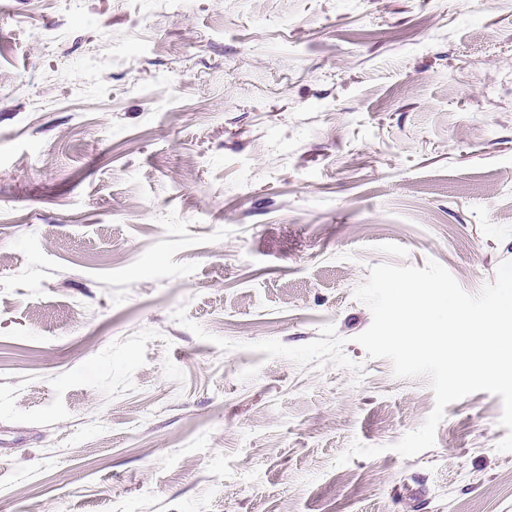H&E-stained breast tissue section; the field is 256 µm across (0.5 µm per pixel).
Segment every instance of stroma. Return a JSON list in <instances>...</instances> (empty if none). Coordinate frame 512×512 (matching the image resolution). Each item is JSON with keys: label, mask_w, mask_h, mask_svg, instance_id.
Wrapping results in <instances>:
<instances>
[{"label": "stroma", "mask_w": 512, "mask_h": 512, "mask_svg": "<svg viewBox=\"0 0 512 512\" xmlns=\"http://www.w3.org/2000/svg\"><path fill=\"white\" fill-rule=\"evenodd\" d=\"M0 74V512H512L500 396L391 451L354 296L512 260V0H0Z\"/></svg>", "instance_id": "1"}]
</instances>
